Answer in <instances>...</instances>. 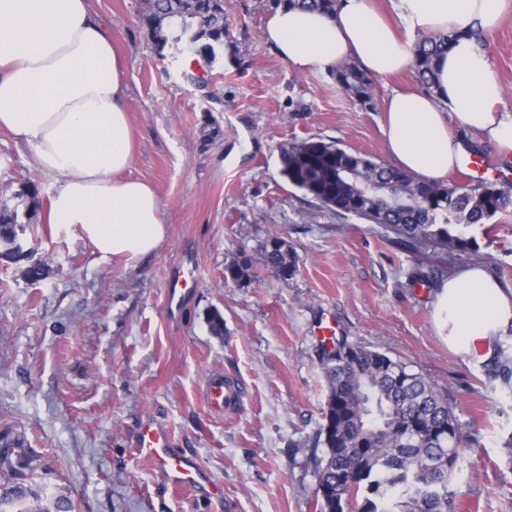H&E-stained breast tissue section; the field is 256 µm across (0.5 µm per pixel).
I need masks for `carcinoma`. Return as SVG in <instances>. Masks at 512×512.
<instances>
[{"label":"carcinoma","instance_id":"cac0c4a2","mask_svg":"<svg viewBox=\"0 0 512 512\" xmlns=\"http://www.w3.org/2000/svg\"><path fill=\"white\" fill-rule=\"evenodd\" d=\"M275 6L331 14L338 0H272ZM142 24L157 54L200 56L208 69L224 47V0H143ZM461 35L422 34L414 44L416 78L438 88L437 63ZM339 89L362 107H376L374 85L355 63L331 70ZM283 175L319 209L355 216L383 231L403 250L427 258L414 278L433 284L444 276L448 253L469 247L464 229L512 213V186L479 181L469 186L428 183L351 152L334 141L309 139L282 154ZM35 188L0 198V245L9 248L37 212ZM263 264L286 279L297 256L279 235L261 245ZM256 277L245 252L224 265V284L240 287ZM317 358L327 397L315 437V497L320 512H448L451 483L461 471V449L471 432L455 414L448 392L404 362L348 339L321 344ZM488 376L512 390V353L498 350ZM0 512H76L65 495L43 496L11 481L0 484Z\"/></svg>","mask_w":512,"mask_h":512}]
</instances>
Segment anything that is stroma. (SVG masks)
Returning a JSON list of instances; mask_svg holds the SVG:
<instances>
[{"instance_id":"35a3bbf8","label":"stroma","mask_w":512,"mask_h":512,"mask_svg":"<svg viewBox=\"0 0 512 512\" xmlns=\"http://www.w3.org/2000/svg\"><path fill=\"white\" fill-rule=\"evenodd\" d=\"M89 6L123 64L133 140L124 175L153 187L168 232L147 256L100 260L76 229L52 223L54 176L0 131V196L32 185L41 204L22 237L27 258L0 261V452L13 466L0 481L67 495L77 512H319L311 454L326 383L314 328L330 312L349 339L447 390L475 439L461 451L451 512H512V393L486 363L449 350L439 287L413 283V254L355 217H309L281 172L282 148L311 138L387 161L383 108L366 110L330 72L283 62L263 37L271 0H224L223 76L210 101L157 55L141 0ZM482 51L503 87L496 109L512 113V10ZM271 234L297 255L292 277L261 266ZM466 236L478 251L450 253L449 273L479 263L511 293L512 216ZM242 251L260 276L225 286L224 263ZM36 262L46 279H24ZM181 265L197 279L173 309L167 282ZM216 312L220 336L208 325ZM214 375L246 383L237 410L208 405ZM148 418L223 485L221 508L168 487L136 456Z\"/></svg>"}]
</instances>
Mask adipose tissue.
Returning <instances> with one entry per match:
<instances>
[{
	"instance_id": "obj_1",
	"label": "adipose tissue",
	"mask_w": 512,
	"mask_h": 512,
	"mask_svg": "<svg viewBox=\"0 0 512 512\" xmlns=\"http://www.w3.org/2000/svg\"><path fill=\"white\" fill-rule=\"evenodd\" d=\"M389 3L387 14L371 0H339L331 15L282 5L264 39L301 72L351 61L383 78L412 66L417 34L458 32L460 40L439 61L436 95L388 91L387 155L433 182L467 156L464 133L512 153V114L496 109L501 84L466 36L474 26L492 31L512 0ZM126 91L112 36L88 0H0V130L20 138L42 170L56 175L52 222L76 228L105 260L147 255L167 234L155 191L119 177L132 158ZM437 310L449 348L469 357L476 341L492 345L512 323V295L474 266L448 279Z\"/></svg>"
}]
</instances>
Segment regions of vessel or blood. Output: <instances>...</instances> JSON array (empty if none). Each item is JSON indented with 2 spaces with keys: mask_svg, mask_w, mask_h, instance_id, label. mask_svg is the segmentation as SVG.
<instances>
[{
  "mask_svg": "<svg viewBox=\"0 0 512 512\" xmlns=\"http://www.w3.org/2000/svg\"><path fill=\"white\" fill-rule=\"evenodd\" d=\"M245 395L243 383L229 384L219 375L207 382L206 398L212 407L228 409L239 406ZM135 448L173 486L196 489L215 503L222 501V485L211 481L198 464L175 452L168 431L154 421L148 420L141 425Z\"/></svg>",
  "mask_w": 512,
  "mask_h": 512,
  "instance_id": "b4317fda",
  "label": "vessel or blood"
}]
</instances>
